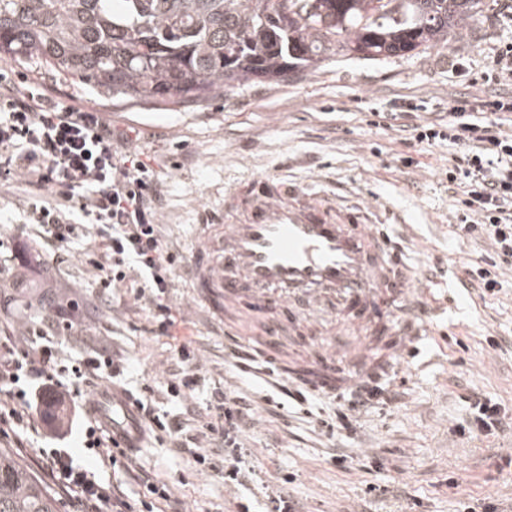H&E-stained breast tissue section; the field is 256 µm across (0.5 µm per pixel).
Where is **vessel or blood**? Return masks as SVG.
<instances>
[{
	"label": "vessel or blood",
	"instance_id": "vessel-or-blood-1",
	"mask_svg": "<svg viewBox=\"0 0 512 512\" xmlns=\"http://www.w3.org/2000/svg\"><path fill=\"white\" fill-rule=\"evenodd\" d=\"M192 285L212 313L230 323L240 307L264 312L266 325L255 351L286 372L276 336L289 302L307 299L328 306L369 336L365 354L386 365L413 351L429 331L424 300L402 275L404 261L386 234L352 215H333L306 200L292 202L257 188L250 217L228 224L221 237H206ZM361 371H347L335 356L315 350L294 380L314 392L343 394ZM91 409L121 447H141L148 428L136 402L116 388H104Z\"/></svg>",
	"mask_w": 512,
	"mask_h": 512
}]
</instances>
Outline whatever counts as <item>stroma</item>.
<instances>
[{"label":"stroma","mask_w":512,"mask_h":512,"mask_svg":"<svg viewBox=\"0 0 512 512\" xmlns=\"http://www.w3.org/2000/svg\"><path fill=\"white\" fill-rule=\"evenodd\" d=\"M506 2L482 0L480 29L464 45L393 62L337 59L285 82L172 109L115 105L47 67L1 56L0 75L8 80L133 130L129 149L151 163L161 183L163 240L183 260L171 302L196 355L194 390L182 399L167 389L179 370L177 341L152 333L147 312L124 289L103 291L90 226L77 227L64 262L41 253L27 217L33 189L20 176L0 180V337L21 344L29 328L57 320L62 382L83 359H119L124 386L179 416L189 435L224 388L245 396L255 412L245 444L261 473L246 485L199 468L168 437L147 436L141 460L185 512H264L278 489L302 512H461L463 503L483 498L512 504V466L500 462L512 453V430L488 439L457 431L471 393L512 408V275L494 296L470 286L469 264L491 247L454 233V192L441 175L452 149L403 142L404 127L447 117L453 99L480 94L473 77L491 68L495 49L512 39ZM406 100L414 111L401 112ZM378 112L383 120H375ZM255 179L390 225L408 246L418 282L436 289L419 354L401 355L381 373L389 399L363 408L355 433H321L319 421L335 411L336 398L311 394L300 404L287 399L285 381L267 385L240 371L224 348L223 327L211 322L189 286L186 271L207 225L245 223ZM25 261L27 281L14 287L12 273ZM312 342L335 344L343 362L357 354L361 338L325 315Z\"/></svg>","instance_id":"obj_1"}]
</instances>
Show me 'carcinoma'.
Masks as SVG:
<instances>
[{
	"label": "carcinoma",
	"instance_id": "carcinoma-1",
	"mask_svg": "<svg viewBox=\"0 0 512 512\" xmlns=\"http://www.w3.org/2000/svg\"><path fill=\"white\" fill-rule=\"evenodd\" d=\"M482 0H0V54L118 103L185 106L338 57L414 58L479 24ZM0 512H58L0 448Z\"/></svg>",
	"mask_w": 512,
	"mask_h": 512
}]
</instances>
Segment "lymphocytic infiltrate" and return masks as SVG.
<instances>
[{"mask_svg": "<svg viewBox=\"0 0 512 512\" xmlns=\"http://www.w3.org/2000/svg\"><path fill=\"white\" fill-rule=\"evenodd\" d=\"M482 112H512V97L475 96L453 100L444 120L413 126L415 144L448 142L456 146L443 171L455 188L458 236L489 240L492 253L477 262L472 277L483 293L502 288L501 277L512 272V133L498 123L479 120ZM127 137L112 130L91 109L45 99L35 102L31 91L7 83L0 86V178L22 176L35 193L30 210L37 235L64 250L76 219L91 224L96 265L104 270V289L124 288L145 304L153 329L177 337L179 320L168 303L174 272L181 258L163 241L158 223L160 185L153 167L123 150ZM54 322L39 325L38 344L0 355V431L24 424V413L66 404L67 424L59 434L66 441L80 434L94 450L96 468L76 465L66 451L38 449L39 468L58 493L74 496L75 512H183L182 501L155 480L138 461L134 448L119 447L89 411V399L69 404L52 374L57 352L49 345ZM149 431L168 433L178 452L200 466L223 468L225 482L243 484L251 469L244 434L253 418L250 407L234 391L222 393L209 411L205 430L220 435L223 456L202 452L198 437L182 440V425L168 415L143 408ZM512 427V414L490 397L474 394L464 428L489 437ZM112 469L115 480L101 472ZM128 475L141 488L140 498L121 482Z\"/></svg>", "mask_w": 512, "mask_h": 512, "instance_id": "f902f5d3", "label": "lymphocytic infiltrate"}]
</instances>
